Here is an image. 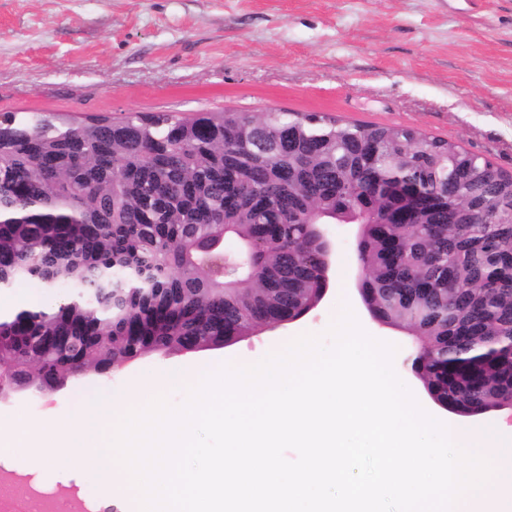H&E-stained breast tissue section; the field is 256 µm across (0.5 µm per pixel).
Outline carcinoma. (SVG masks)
<instances>
[{
    "label": "carcinoma",
    "mask_w": 512,
    "mask_h": 512,
    "mask_svg": "<svg viewBox=\"0 0 512 512\" xmlns=\"http://www.w3.org/2000/svg\"><path fill=\"white\" fill-rule=\"evenodd\" d=\"M512 175L408 127L226 108L83 122L0 115V370L52 389L154 352L200 351L310 313L329 287L315 217L359 225L363 304L416 340L407 366L457 415L512 409ZM237 250L212 267L224 240ZM0 299L18 308L27 305L47 306L54 302V297L49 295L45 289L30 283L0 291Z\"/></svg>",
    "instance_id": "1"
}]
</instances>
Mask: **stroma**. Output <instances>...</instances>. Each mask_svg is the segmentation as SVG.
Wrapping results in <instances>:
<instances>
[{
    "mask_svg": "<svg viewBox=\"0 0 512 512\" xmlns=\"http://www.w3.org/2000/svg\"><path fill=\"white\" fill-rule=\"evenodd\" d=\"M237 108L321 112L349 123L409 127L455 142L512 174V0H0V113L75 117ZM329 288L301 320L191 354L152 353L105 376L21 390L0 414L56 428L75 402L130 394L167 368L198 372L284 342L324 334L340 301L362 328L394 344L398 377L445 421L407 369L413 336L370 318L354 289L356 228L332 224ZM19 494L58 492L66 463L30 472L6 459Z\"/></svg>",
    "mask_w": 512,
    "mask_h": 512,
    "instance_id": "35a3bbf8",
    "label": "stroma"
}]
</instances>
